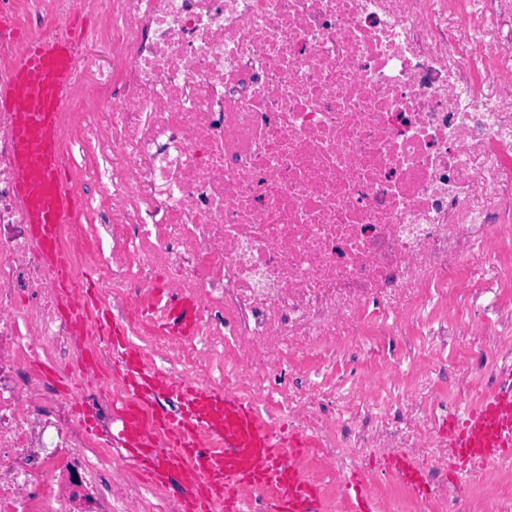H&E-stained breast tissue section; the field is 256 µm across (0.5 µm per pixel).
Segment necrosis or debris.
<instances>
[{
	"label": "necrosis or debris",
	"mask_w": 512,
	"mask_h": 512,
	"mask_svg": "<svg viewBox=\"0 0 512 512\" xmlns=\"http://www.w3.org/2000/svg\"><path fill=\"white\" fill-rule=\"evenodd\" d=\"M26 35L92 11L112 72L62 104L67 292L15 191L0 112V512H144L106 429L127 392L98 310L164 376L224 385V334L313 353L401 292L451 301L464 245L512 241V0H25ZM489 63L475 83L464 41ZM96 190L86 193V181ZM97 276V297L82 283ZM199 299L198 336H159L157 282ZM485 389L512 344L482 352Z\"/></svg>",
	"instance_id": "4bbe7bcc"
}]
</instances>
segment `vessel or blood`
Segmentation results:
<instances>
[{
  "mask_svg": "<svg viewBox=\"0 0 512 512\" xmlns=\"http://www.w3.org/2000/svg\"><path fill=\"white\" fill-rule=\"evenodd\" d=\"M85 27L75 21L67 32L32 40L24 59L0 81V112L14 115L9 137L17 193L25 207L31 233L61 289L71 288L70 257L59 246V228L70 223L81 206L79 196L64 180L60 165L59 114L73 83V59ZM163 329L184 336L196 332L197 300L184 294L168 300ZM120 364L137 404L159 396L177 399L181 410L161 415L172 430L173 449H152L130 409L121 444L129 456L140 458L149 481L180 480L184 512H243L241 491L254 487L271 491L262 512H325L319 488L295 466L306 440L285 437L275 424L264 422L253 405L233 396L218 397L199 388L140 371L141 350L122 343ZM217 438L220 449L201 447L194 429ZM448 443L461 463L491 461L512 454V386L469 412L462 423L448 426ZM389 473L413 491L424 493L423 470L402 454L392 456Z\"/></svg>",
  "mask_w": 512,
  "mask_h": 512,
  "instance_id": "b4317fda",
  "label": "vessel or blood"
}]
</instances>
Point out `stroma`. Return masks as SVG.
Returning a JSON list of instances; mask_svg holds the SVG:
<instances>
[{
  "mask_svg": "<svg viewBox=\"0 0 512 512\" xmlns=\"http://www.w3.org/2000/svg\"><path fill=\"white\" fill-rule=\"evenodd\" d=\"M469 250L471 258L462 275L466 291L459 294L458 302L468 303V289H488L487 307L481 314L483 330L512 336V323L498 325L494 309L495 303L512 301V292L500 286L501 279L512 273V246L489 251L475 240ZM407 314L424 323L423 332L403 326ZM456 317V311L437 294L420 299L400 294L379 311L387 335H371L367 326L352 323L321 342L311 356L280 340L282 365L265 375V385L274 397L255 403L265 420L288 433L299 430L293 419L298 410L341 415L348 421L356 418L371 429L386 425L398 434L405 455L424 468L430 482L426 494L413 492L386 472L384 449L353 452L338 434L333 438L334 446L341 449L338 470L321 469L309 451L296 460L298 469L320 487L327 512H356L354 495L339 487L356 471L363 476L374 512H442L452 493L468 512H500L504 501H512V457L496 461L483 484H475L467 474L462 487L448 489L443 465L450 453L446 427L450 420L464 418L484 398L481 390L467 383L477 364L473 349L483 337L459 331ZM428 353L435 360L426 366L422 360Z\"/></svg>",
  "mask_w": 512,
  "mask_h": 512,
  "instance_id": "stroma-1",
  "label": "stroma"
}]
</instances>
